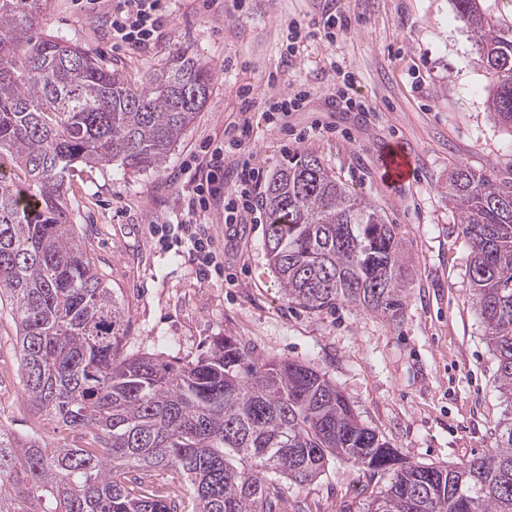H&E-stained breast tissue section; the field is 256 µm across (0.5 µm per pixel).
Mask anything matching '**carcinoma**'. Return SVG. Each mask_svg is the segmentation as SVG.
<instances>
[{
	"mask_svg": "<svg viewBox=\"0 0 512 512\" xmlns=\"http://www.w3.org/2000/svg\"><path fill=\"white\" fill-rule=\"evenodd\" d=\"M493 84L486 105L512 128V29L480 0H452ZM47 0H0V303L18 328L29 402L83 438L19 437L0 425V512H180L128 478L163 470L191 512H277L269 482L303 486L330 459L391 474L367 512H512V416L493 451L455 466L409 464L358 420L325 374L254 357L232 339L186 363L123 352L124 311L70 221L79 164L160 167L207 101L211 71L177 52L144 88L39 19ZM448 202L471 246L475 303L512 399V181L467 165L448 174ZM266 255L288 301L307 310L401 305L402 244L374 204L304 150L264 191Z\"/></svg>",
	"mask_w": 512,
	"mask_h": 512,
	"instance_id": "carcinoma-1",
	"label": "carcinoma"
}]
</instances>
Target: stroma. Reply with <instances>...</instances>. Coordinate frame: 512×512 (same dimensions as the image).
I'll return each instance as SVG.
<instances>
[{
	"label": "stroma",
	"mask_w": 512,
	"mask_h": 512,
	"mask_svg": "<svg viewBox=\"0 0 512 512\" xmlns=\"http://www.w3.org/2000/svg\"><path fill=\"white\" fill-rule=\"evenodd\" d=\"M116 5L97 0L86 13L74 0H49L40 27L134 87L178 51L213 75L206 105L159 168L81 165L70 181L72 221L126 316L124 352L187 362L231 338L262 358L320 369L408 462L451 465L490 453L506 404L473 301L471 247L443 188L459 164L512 178V129L486 106L492 84L451 0H166L160 36L143 51L113 44L107 22ZM328 12L341 22L332 40L295 39L291 22ZM347 71L369 113L343 110ZM300 90L303 106L270 123L265 101ZM244 122L264 178L288 153L308 149L386 213L407 274L395 315L288 302L268 265L265 224L227 225L219 205L192 217L212 235L220 260L200 273L179 227L193 194L185 171L221 145L224 182L232 184L243 156L226 144ZM393 143L414 162L410 182L384 174ZM16 341L12 314L0 305V424L72 442V431L29 404ZM384 484L335 459L311 484L282 491L280 512H363V487L377 492Z\"/></svg>",
	"instance_id": "obj_1"
}]
</instances>
